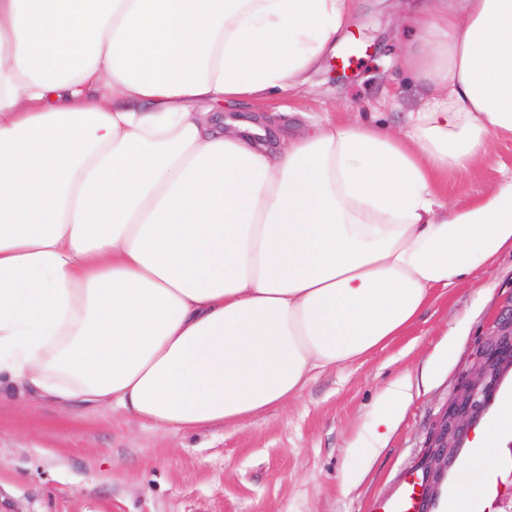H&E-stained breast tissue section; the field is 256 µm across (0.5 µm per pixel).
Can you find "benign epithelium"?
<instances>
[{"label": "benign epithelium", "instance_id": "7a95c632", "mask_svg": "<svg viewBox=\"0 0 512 512\" xmlns=\"http://www.w3.org/2000/svg\"><path fill=\"white\" fill-rule=\"evenodd\" d=\"M504 304V311L482 334L459 386L426 439L419 464L422 476L417 512H430L460 442L490 406L504 373L512 369V294L506 296Z\"/></svg>", "mask_w": 512, "mask_h": 512}]
</instances>
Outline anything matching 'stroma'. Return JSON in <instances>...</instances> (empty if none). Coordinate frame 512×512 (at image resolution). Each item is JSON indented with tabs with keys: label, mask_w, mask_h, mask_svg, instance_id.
<instances>
[{
	"label": "stroma",
	"mask_w": 512,
	"mask_h": 512,
	"mask_svg": "<svg viewBox=\"0 0 512 512\" xmlns=\"http://www.w3.org/2000/svg\"><path fill=\"white\" fill-rule=\"evenodd\" d=\"M417 31L406 0H352L336 49L284 98L229 108L260 118L268 136H296L328 117L377 120L400 132L404 116L433 96L400 69ZM360 50L345 77L331 64ZM512 178V138L448 176V199L468 205ZM512 293V250L437 291L402 335L366 358L314 374L301 396L242 428L166 432L125 423L119 412L61 408L32 398L0 400V512H373L414 476L427 435L445 408L479 336ZM411 374L393 427L372 439L381 391ZM370 444L360 455L356 443Z\"/></svg>",
	"instance_id": "1"
}]
</instances>
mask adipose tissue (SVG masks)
Returning a JSON list of instances; mask_svg holds the SVG:
<instances>
[{"label": "adipose tissue", "mask_w": 512, "mask_h": 512, "mask_svg": "<svg viewBox=\"0 0 512 512\" xmlns=\"http://www.w3.org/2000/svg\"><path fill=\"white\" fill-rule=\"evenodd\" d=\"M349 0H0V382L160 430L237 427L411 326L512 249V178L448 203L512 137V0H420L390 133L270 149L223 104L297 92ZM512 398L449 512L489 491Z\"/></svg>", "instance_id": "obj_1"}]
</instances>
